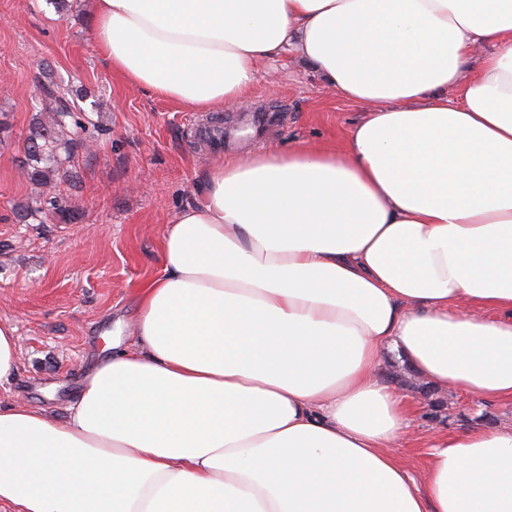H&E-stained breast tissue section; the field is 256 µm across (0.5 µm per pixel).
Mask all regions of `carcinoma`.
I'll list each match as a JSON object with an SVG mask.
<instances>
[{
  "label": "carcinoma",
  "instance_id": "obj_1",
  "mask_svg": "<svg viewBox=\"0 0 512 512\" xmlns=\"http://www.w3.org/2000/svg\"><path fill=\"white\" fill-rule=\"evenodd\" d=\"M55 87L52 82L44 86L40 117L30 128L20 164L24 175L37 189L24 207V220L66 211L58 184L70 176L75 151L91 135L90 119L76 118L75 104L57 95Z\"/></svg>",
  "mask_w": 512,
  "mask_h": 512
}]
</instances>
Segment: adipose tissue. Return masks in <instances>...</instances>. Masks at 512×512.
Segmentation results:
<instances>
[{
	"instance_id": "obj_1",
	"label": "adipose tissue",
	"mask_w": 512,
	"mask_h": 512,
	"mask_svg": "<svg viewBox=\"0 0 512 512\" xmlns=\"http://www.w3.org/2000/svg\"><path fill=\"white\" fill-rule=\"evenodd\" d=\"M91 25L200 112L288 52L367 112L200 173L129 348L65 418L0 406V512H512V426L434 432L416 485L378 377L393 352L512 404V0H92Z\"/></svg>"
}]
</instances>
